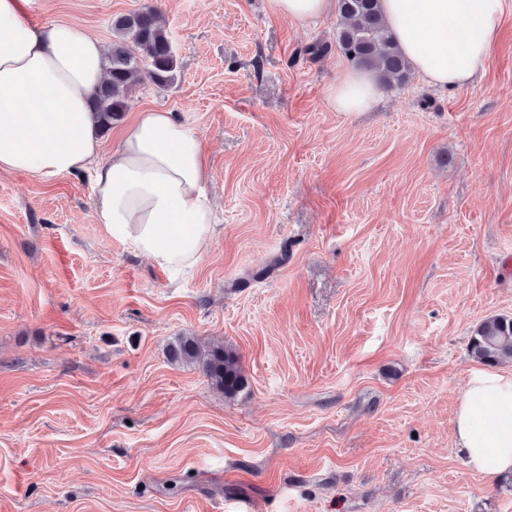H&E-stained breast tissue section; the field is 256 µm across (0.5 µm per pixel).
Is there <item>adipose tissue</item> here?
Segmentation results:
<instances>
[{"mask_svg": "<svg viewBox=\"0 0 512 512\" xmlns=\"http://www.w3.org/2000/svg\"><path fill=\"white\" fill-rule=\"evenodd\" d=\"M33 0H0V172L49 181L90 172L94 217L112 240L171 271L196 264L215 241L203 143L174 113L145 109L103 155L90 99L104 79V41L56 21L25 18ZM387 28L413 72L455 89L481 76L498 43L504 0H381ZM298 22L331 16L336 0H268ZM382 87L353 66L326 90L331 111L370 110ZM466 464L483 475L512 471V373L477 372L456 417Z\"/></svg>", "mask_w": 512, "mask_h": 512, "instance_id": "ef3b65f1", "label": "adipose tissue"}]
</instances>
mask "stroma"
<instances>
[{
  "instance_id": "1",
  "label": "stroma",
  "mask_w": 512,
  "mask_h": 512,
  "mask_svg": "<svg viewBox=\"0 0 512 512\" xmlns=\"http://www.w3.org/2000/svg\"><path fill=\"white\" fill-rule=\"evenodd\" d=\"M160 14L178 59L130 89L203 142L218 236L173 273L94 220L90 173H0V512H512L455 445L475 326L512 316V0L485 74L330 111L336 17L267 0H38L104 41ZM324 45L312 55L311 46ZM235 350L247 388L171 363ZM271 11L297 22L323 19L336 12L335 0H268ZM169 358L174 364L197 366L210 385L226 397H234L247 388L238 357L227 346L205 348L193 337L182 336L170 345Z\"/></svg>"
}]
</instances>
